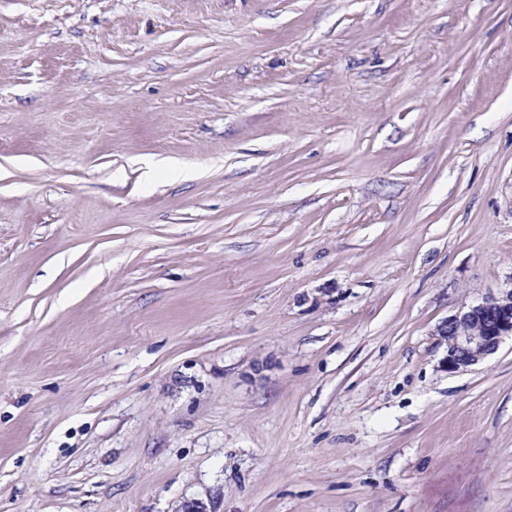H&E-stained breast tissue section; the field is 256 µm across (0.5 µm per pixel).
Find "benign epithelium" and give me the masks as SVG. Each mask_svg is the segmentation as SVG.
<instances>
[{
	"label": "benign epithelium",
	"mask_w": 512,
	"mask_h": 512,
	"mask_svg": "<svg viewBox=\"0 0 512 512\" xmlns=\"http://www.w3.org/2000/svg\"><path fill=\"white\" fill-rule=\"evenodd\" d=\"M437 335L446 345L441 361L445 371H464L483 361L505 338H512V288L448 316Z\"/></svg>",
	"instance_id": "obj_1"
}]
</instances>
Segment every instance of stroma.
<instances>
[{
  "instance_id": "35a3bbf8",
  "label": "stroma",
  "mask_w": 512,
  "mask_h": 512,
  "mask_svg": "<svg viewBox=\"0 0 512 512\" xmlns=\"http://www.w3.org/2000/svg\"><path fill=\"white\" fill-rule=\"evenodd\" d=\"M512 0H0V512H512ZM437 335L446 345L441 361L445 371H464L483 361L506 337L512 338V288L448 316Z\"/></svg>"
}]
</instances>
